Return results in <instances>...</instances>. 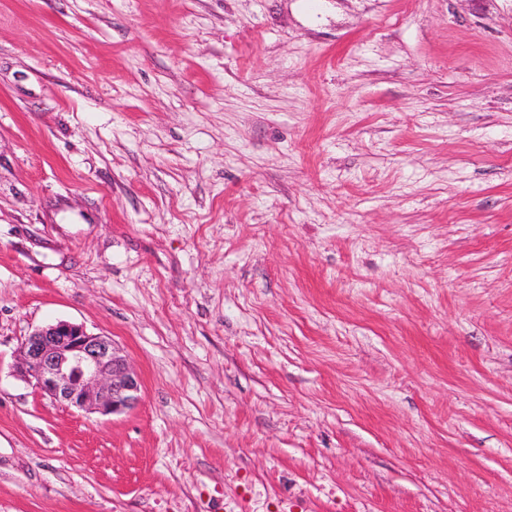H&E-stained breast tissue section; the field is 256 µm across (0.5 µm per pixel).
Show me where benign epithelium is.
<instances>
[{"mask_svg":"<svg viewBox=\"0 0 512 512\" xmlns=\"http://www.w3.org/2000/svg\"><path fill=\"white\" fill-rule=\"evenodd\" d=\"M16 369L41 394L68 409L113 416L141 399L138 374L112 339L68 321L28 335Z\"/></svg>","mask_w":512,"mask_h":512,"instance_id":"7a95c632","label":"benign epithelium"}]
</instances>
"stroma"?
I'll list each match as a JSON object with an SVG mask.
<instances>
[{"label": "stroma", "mask_w": 512, "mask_h": 512, "mask_svg": "<svg viewBox=\"0 0 512 512\" xmlns=\"http://www.w3.org/2000/svg\"><path fill=\"white\" fill-rule=\"evenodd\" d=\"M0 512H512V0H0ZM16 369L41 394L68 409L113 416L141 399L138 374L112 339L68 321L28 335Z\"/></svg>", "instance_id": "35a3bbf8"}]
</instances>
